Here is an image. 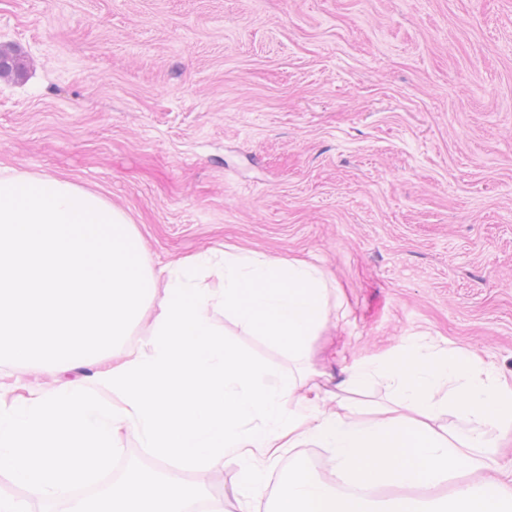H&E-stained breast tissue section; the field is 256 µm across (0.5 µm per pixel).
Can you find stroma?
Returning <instances> with one entry per match:
<instances>
[{"label":"stroma","instance_id":"35a3bbf8","mask_svg":"<svg viewBox=\"0 0 512 512\" xmlns=\"http://www.w3.org/2000/svg\"><path fill=\"white\" fill-rule=\"evenodd\" d=\"M0 169L100 194L152 269L298 257L337 288L305 366L416 346L512 376V0H0ZM269 365L273 345L215 311ZM0 366V406L111 367ZM265 465L268 512L289 462ZM243 466L206 479L238 512Z\"/></svg>","mask_w":512,"mask_h":512}]
</instances>
